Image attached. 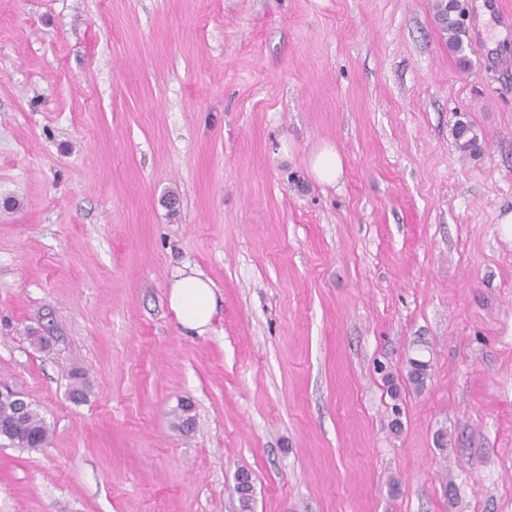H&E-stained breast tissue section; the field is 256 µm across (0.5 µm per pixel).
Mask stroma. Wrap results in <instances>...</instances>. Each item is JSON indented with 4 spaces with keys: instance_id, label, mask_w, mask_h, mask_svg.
<instances>
[{
    "instance_id": "35a3bbf8",
    "label": "stroma",
    "mask_w": 512,
    "mask_h": 512,
    "mask_svg": "<svg viewBox=\"0 0 512 512\" xmlns=\"http://www.w3.org/2000/svg\"><path fill=\"white\" fill-rule=\"evenodd\" d=\"M465 3L462 70L435 0H0V384L51 429L0 512H512V21ZM311 169L320 183L333 185L342 174V159L333 147H324L311 160ZM169 306L184 329L202 333L210 324L216 307L211 282L201 274L181 273L171 283Z\"/></svg>"
}]
</instances>
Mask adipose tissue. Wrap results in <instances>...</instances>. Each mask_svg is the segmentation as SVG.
Listing matches in <instances>:
<instances>
[{"instance_id": "ef3b65f1", "label": "adipose tissue", "mask_w": 512, "mask_h": 512, "mask_svg": "<svg viewBox=\"0 0 512 512\" xmlns=\"http://www.w3.org/2000/svg\"><path fill=\"white\" fill-rule=\"evenodd\" d=\"M169 306L184 329L205 331L216 307L211 282L196 273L179 275L169 289Z\"/></svg>"}]
</instances>
